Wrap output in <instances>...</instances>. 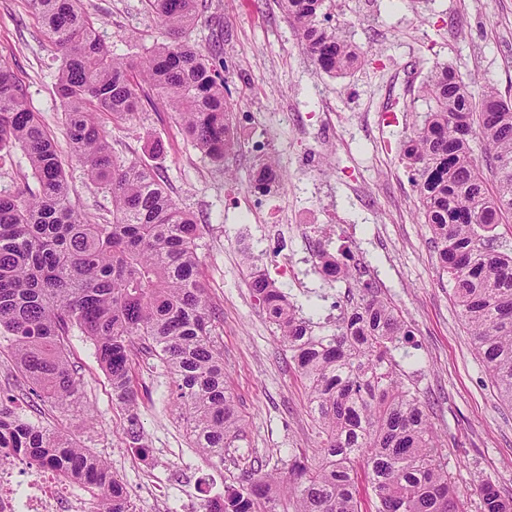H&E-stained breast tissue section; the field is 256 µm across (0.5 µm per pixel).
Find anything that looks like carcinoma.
<instances>
[{
  "mask_svg": "<svg viewBox=\"0 0 512 512\" xmlns=\"http://www.w3.org/2000/svg\"><path fill=\"white\" fill-rule=\"evenodd\" d=\"M281 2L320 69L343 75L361 60L338 29L320 26L325 0ZM146 5L165 39L133 65L101 42L80 0H31L62 55L56 87L71 149L89 180L112 195L110 220L93 221L72 203L54 138L0 63V151L21 148L38 183L35 192L0 194V337L30 394L54 406L80 399L81 381L67 360L75 328L94 345L115 400L126 408L139 399L135 357L158 358L194 446L222 462L246 429L224 380L216 312L197 253L199 225L153 170L112 153L104 118L126 123L164 99L193 146L222 170L233 104L224 95V60L186 38L207 0ZM421 96L428 116L403 141L401 160L460 316L498 398L512 407V103L488 84L472 93L447 66L436 68ZM321 271L356 278L337 257ZM250 288L308 384L319 448L313 458L291 456L273 473L248 472L207 500L205 512H362L360 472L375 512H461L426 406L397 374L393 351L410 330L394 306L372 295L336 329L314 336L310 321L265 274L252 271ZM126 436L138 455H148L136 424ZM19 457L85 482L97 491L96 512H134L106 462L0 401V466ZM476 494L481 512H512V500L492 482Z\"/></svg>",
  "mask_w": 512,
  "mask_h": 512,
  "instance_id": "obj_1",
  "label": "carcinoma"
}]
</instances>
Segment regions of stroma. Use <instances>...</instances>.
Instances as JSON below:
<instances>
[{
    "label": "stroma",
    "instance_id": "35a3bbf8",
    "mask_svg": "<svg viewBox=\"0 0 512 512\" xmlns=\"http://www.w3.org/2000/svg\"><path fill=\"white\" fill-rule=\"evenodd\" d=\"M82 7L117 56L139 60L163 39L145 0H82ZM323 22L368 52L343 76L313 63L279 0H209L190 31L200 49L224 59L234 125L264 135L278 159L279 191L262 202H243L258 172L247 146L236 144L215 168L168 106L144 107L132 122L106 127L115 156L157 171L203 228L198 254L219 313L227 384L247 420L244 448L220 460L194 448L156 358L135 360L142 396L130 413L115 401L92 342L73 332L68 361L83 383V405L59 409L33 402L10 352L0 349V398L107 461L137 512H204L246 468L269 471L296 453L314 454L307 389L253 298L249 260L257 258L255 266L324 334L361 299L353 282L321 272V252L345 249L413 332L394 356L430 412L464 512H480L474 489L487 479L512 499V408L498 400L474 350L400 158L428 111L419 90L436 67L512 98V0H326ZM0 62L56 141L73 203L97 219L107 214L111 195L71 151L56 94L60 54L28 0H0ZM268 224L282 225L284 245L267 241ZM284 250L304 261V286L279 277ZM132 416L148 456L125 443Z\"/></svg>",
    "mask_w": 512,
    "mask_h": 512
}]
</instances>
